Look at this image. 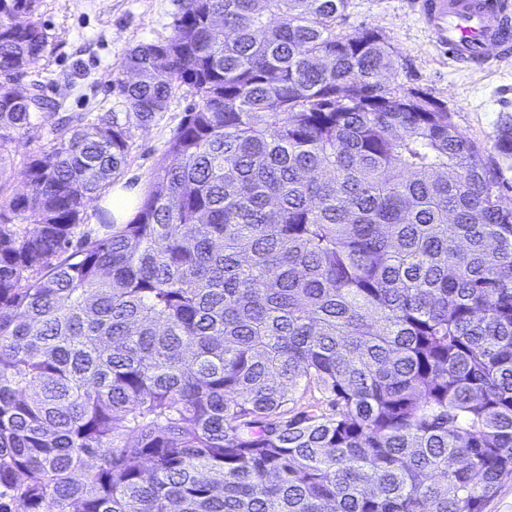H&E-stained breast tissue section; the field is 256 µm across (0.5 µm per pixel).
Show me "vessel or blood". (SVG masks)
<instances>
[{
	"label": "vessel or blood",
	"instance_id": "vessel-or-blood-1",
	"mask_svg": "<svg viewBox=\"0 0 512 512\" xmlns=\"http://www.w3.org/2000/svg\"><path fill=\"white\" fill-rule=\"evenodd\" d=\"M433 44L474 70L512 60V0H416Z\"/></svg>",
	"mask_w": 512,
	"mask_h": 512
}]
</instances>
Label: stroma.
<instances>
[{
  "label": "stroma",
  "instance_id": "obj_1",
  "mask_svg": "<svg viewBox=\"0 0 512 512\" xmlns=\"http://www.w3.org/2000/svg\"><path fill=\"white\" fill-rule=\"evenodd\" d=\"M181 0H38L32 15L49 36L45 57L33 68L49 101L70 112L95 116L124 111L110 89L134 47L170 36ZM382 33L399 58L387 82L404 84L442 102L457 129L485 149L512 124V61L488 72L459 70L432 43L412 0H350L336 29ZM193 102L177 91L166 112L133 128V144L119 176L146 189L151 173Z\"/></svg>",
  "mask_w": 512,
  "mask_h": 512
}]
</instances>
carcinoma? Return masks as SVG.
Instances as JSON below:
<instances>
[{"mask_svg": "<svg viewBox=\"0 0 512 512\" xmlns=\"http://www.w3.org/2000/svg\"><path fill=\"white\" fill-rule=\"evenodd\" d=\"M35 2L0 0V149L50 135L24 193L0 153V512H484L512 478L500 163L384 82V36L336 32L349 0H182L93 119L19 89ZM183 87L134 218L77 235Z\"/></svg>", "mask_w": 512, "mask_h": 512, "instance_id": "obj_1", "label": "carcinoma"}]
</instances>
